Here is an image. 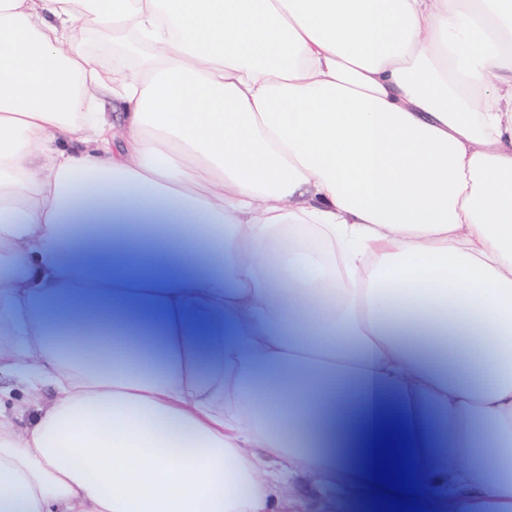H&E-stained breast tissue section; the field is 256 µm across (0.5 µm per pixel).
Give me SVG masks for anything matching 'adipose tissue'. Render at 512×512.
<instances>
[{
  "instance_id": "adipose-tissue-1",
  "label": "adipose tissue",
  "mask_w": 512,
  "mask_h": 512,
  "mask_svg": "<svg viewBox=\"0 0 512 512\" xmlns=\"http://www.w3.org/2000/svg\"><path fill=\"white\" fill-rule=\"evenodd\" d=\"M1 373L0 512H512V0H0Z\"/></svg>"
}]
</instances>
